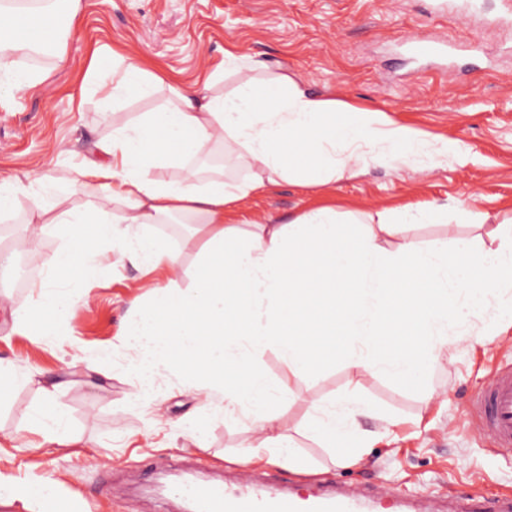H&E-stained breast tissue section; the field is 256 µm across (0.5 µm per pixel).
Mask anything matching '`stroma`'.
<instances>
[{"label": "stroma", "mask_w": 512, "mask_h": 512, "mask_svg": "<svg viewBox=\"0 0 512 512\" xmlns=\"http://www.w3.org/2000/svg\"><path fill=\"white\" fill-rule=\"evenodd\" d=\"M55 24L47 62L15 57L18 68L43 74V82L0 93V181L27 173L53 179L48 187L33 184L13 211L0 214V254L11 265L0 277V364L26 377L0 401V476L51 478L63 512H174L173 502L146 493L143 470L150 464L233 490L286 486L308 495L337 483L410 496L512 493V456L496 452L472 406L495 372L512 365V322L480 340L479 319L465 330L449 328L448 347L421 385L342 364L292 378L280 428L311 460L308 472L296 473L263 458L241 468L236 458L250 427L225 421L177 366L159 367L161 397L135 402L141 377L120 333L143 277L110 249H97L99 275L79 287L66 343L52 336L33 341L14 331L12 317L32 308L45 260L62 244L58 235L32 234L25 219L33 201L64 193L71 204L93 203L69 176L85 160L100 159V137L155 106L134 99L115 110L94 92L88 71L104 46L133 52L180 84L203 80L225 52L246 54L264 62L268 75L383 113L465 152L464 160L425 172L372 166L327 185L283 182L226 206L225 223L284 221L319 206L342 214L442 209L447 222L405 229V237L422 246L469 237L497 247L498 223L512 217V8L505 0H81L76 13L62 6ZM411 36L440 42L443 54L411 61ZM150 231L180 251L177 284L191 287L205 233L188 228L168 237L159 224ZM51 389L70 420L73 441L66 446L27 428L30 415L52 400ZM353 390L377 413L358 417L371 445L341 467L335 449L308 435L305 424L312 406ZM389 418L397 426L387 427ZM195 426L203 431L199 444L189 435Z\"/></svg>", "instance_id": "stroma-1"}]
</instances>
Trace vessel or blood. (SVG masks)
Segmentation results:
<instances>
[{
  "mask_svg": "<svg viewBox=\"0 0 512 512\" xmlns=\"http://www.w3.org/2000/svg\"><path fill=\"white\" fill-rule=\"evenodd\" d=\"M481 430L499 451L512 456V367L499 369L487 388L476 395ZM177 495L190 501L194 512H378L379 500L355 492L303 498L285 492L229 493L210 483L186 484ZM465 512H512V496L471 495Z\"/></svg>",
  "mask_w": 512,
  "mask_h": 512,
  "instance_id": "obj_1",
  "label": "vessel or blood"
}]
</instances>
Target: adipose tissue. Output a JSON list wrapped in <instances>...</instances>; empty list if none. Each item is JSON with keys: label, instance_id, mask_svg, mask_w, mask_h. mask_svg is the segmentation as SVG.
<instances>
[{"label": "adipose tissue", "instance_id": "1", "mask_svg": "<svg viewBox=\"0 0 512 512\" xmlns=\"http://www.w3.org/2000/svg\"><path fill=\"white\" fill-rule=\"evenodd\" d=\"M44 21L38 11L21 18L0 7V34L11 39L9 53L0 52V84L20 90L38 82V75L15 69L11 52L27 45L15 35L19 24L35 29ZM257 67L228 52L200 86L174 84L119 54L112 57L111 74L94 69L92 83L109 86L113 104L132 98L162 104L97 142L105 162L77 168V181L93 190L97 205L69 207L61 196L34 202L27 218L34 232L54 231L66 244L46 260L35 309L14 312L13 323L37 340L58 335L78 301L75 285L97 273L91 251L82 246L84 234L144 271L166 268L168 284L148 283L149 301L122 340L144 379L140 399L158 398V366L177 365L198 381L225 421L250 419L254 437L240 462L264 451L270 462L302 472L308 460L279 431V406L289 387L262 370L259 355L276 348L289 376L343 363L422 383L428 364L448 345L449 323L470 316L490 328L512 322V299L495 297L512 288V222H501L494 249L473 238L427 247L396 239L399 225L438 221L436 210L344 217L320 206L285 223L253 222L248 230L225 223L226 205L282 182L324 185L358 176L372 164L397 162L432 170L463 153L457 143L430 142L382 113L309 94L288 76L258 84ZM227 72L240 74L238 86L213 94ZM217 144L247 170L246 179L228 182L223 173L207 176L194 166ZM167 168L179 169L180 178L165 179ZM169 223L206 231L194 287H178V253L147 232ZM385 235L391 238L386 245L380 242ZM370 409L357 396L318 405L307 429L328 447L360 450L370 437L355 417ZM3 497L37 502L40 512H55L59 501L46 480L0 478Z\"/></svg>", "mask_w": 512, "mask_h": 512}]
</instances>
